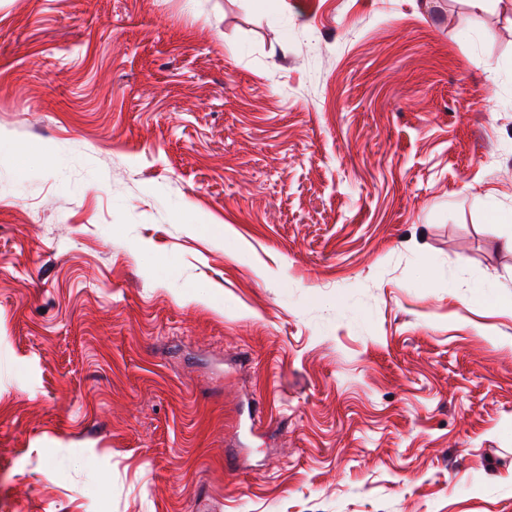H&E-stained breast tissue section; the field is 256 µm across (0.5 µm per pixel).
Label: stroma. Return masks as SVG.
<instances>
[{"instance_id": "35a3bbf8", "label": "stroma", "mask_w": 512, "mask_h": 512, "mask_svg": "<svg viewBox=\"0 0 512 512\" xmlns=\"http://www.w3.org/2000/svg\"><path fill=\"white\" fill-rule=\"evenodd\" d=\"M0 512H512V0H0Z\"/></svg>"}]
</instances>
